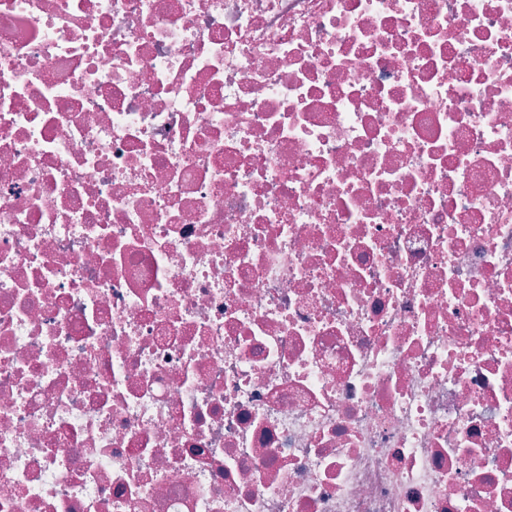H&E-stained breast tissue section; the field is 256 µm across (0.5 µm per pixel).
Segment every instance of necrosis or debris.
<instances>
[{"instance_id":"1","label":"necrosis or debris","mask_w":512,"mask_h":512,"mask_svg":"<svg viewBox=\"0 0 512 512\" xmlns=\"http://www.w3.org/2000/svg\"><path fill=\"white\" fill-rule=\"evenodd\" d=\"M0 512H512V0H0Z\"/></svg>"}]
</instances>
